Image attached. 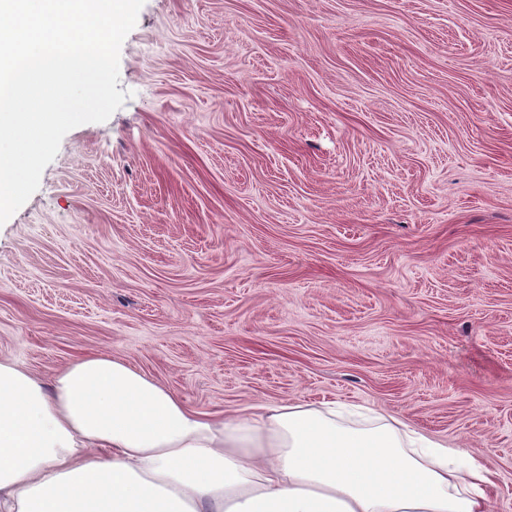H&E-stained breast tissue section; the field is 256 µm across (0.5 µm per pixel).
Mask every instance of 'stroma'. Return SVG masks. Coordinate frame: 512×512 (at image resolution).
Returning a JSON list of instances; mask_svg holds the SVG:
<instances>
[{"instance_id": "35a3bbf8", "label": "stroma", "mask_w": 512, "mask_h": 512, "mask_svg": "<svg viewBox=\"0 0 512 512\" xmlns=\"http://www.w3.org/2000/svg\"><path fill=\"white\" fill-rule=\"evenodd\" d=\"M119 73L0 225V359L393 417L512 512V0H145Z\"/></svg>"}]
</instances>
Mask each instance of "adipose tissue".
<instances>
[{
	"label": "adipose tissue",
	"mask_w": 512,
	"mask_h": 512,
	"mask_svg": "<svg viewBox=\"0 0 512 512\" xmlns=\"http://www.w3.org/2000/svg\"><path fill=\"white\" fill-rule=\"evenodd\" d=\"M494 474L335 404L208 414L105 354L43 381L0 361V512H492Z\"/></svg>",
	"instance_id": "obj_1"
}]
</instances>
